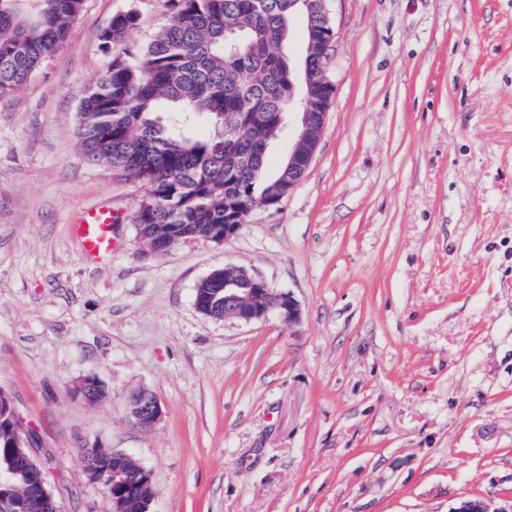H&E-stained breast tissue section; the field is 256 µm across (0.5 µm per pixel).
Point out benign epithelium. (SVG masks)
<instances>
[{
  "label": "benign epithelium",
  "mask_w": 512,
  "mask_h": 512,
  "mask_svg": "<svg viewBox=\"0 0 512 512\" xmlns=\"http://www.w3.org/2000/svg\"><path fill=\"white\" fill-rule=\"evenodd\" d=\"M303 9L320 14L324 18V29L319 35L305 42V53L300 61L306 63L317 59L320 76L311 77L310 68H305L304 78L297 84L288 82V110L297 116L294 136L288 142L287 165L288 191H293L304 177L314 158L326 122V108L333 95V84L326 73L325 52L337 36L327 8L328 0H296ZM278 315L291 324L301 316V309L288 292L276 290L262 278L243 266L224 267V315L250 323L263 321ZM130 417L140 427L152 426L160 417L161 410L155 396L150 392L134 390L128 397ZM10 424V446L13 457L8 467H0V487L19 480L24 483L31 497L38 500L45 512H59L56 502L47 487L45 472L33 455L32 433L27 430L13 407L0 409V422ZM112 458L127 463L125 467L112 469L105 477L103 464L85 458V471L92 483L102 485L112 502V512H126L128 501L138 499L143 503V512H152L153 484L151 473L127 453H114ZM450 512H512L509 508L490 510L481 499H464Z\"/></svg>",
  "instance_id": "1"
}]
</instances>
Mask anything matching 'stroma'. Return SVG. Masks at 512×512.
Returning <instances> with one entry per match:
<instances>
[{
  "mask_svg": "<svg viewBox=\"0 0 512 512\" xmlns=\"http://www.w3.org/2000/svg\"><path fill=\"white\" fill-rule=\"evenodd\" d=\"M334 95L279 209L223 245L143 256L144 193L86 161L80 92L171 20L168 0H84L64 46L0 99V389L62 512H112L84 450L137 457L153 512H450L512 503V0H329ZM111 206L119 248L71 234ZM238 265L301 308L216 321L195 305ZM96 378V402L74 393ZM159 420H131V390ZM113 222L112 209L100 205L86 210L76 224H72V235L87 261L97 262L112 257L118 246L113 237ZM128 407L131 419L140 427L152 426L161 414L155 396L144 389L134 390L130 393Z\"/></svg>",
  "mask_w": 512,
  "mask_h": 512,
  "instance_id": "35a3bbf8",
  "label": "stroma"
}]
</instances>
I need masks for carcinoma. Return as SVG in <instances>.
I'll use <instances>...</instances> for the list:
<instances>
[{"label":"carcinoma","mask_w":512,"mask_h":512,"mask_svg":"<svg viewBox=\"0 0 512 512\" xmlns=\"http://www.w3.org/2000/svg\"><path fill=\"white\" fill-rule=\"evenodd\" d=\"M18 0H0V97L23 87L66 42L84 0H36L26 13ZM171 23L131 52L126 43L139 14L112 18L100 36L112 60L104 76L80 95L76 136L85 157L125 170L145 187L133 222L177 247L224 232V199L246 216L259 201H276L288 173L266 171L260 137L268 117L288 111V54L292 40L288 0H170ZM244 30L240 53L224 50V31ZM259 112L262 124L240 136L238 113ZM209 133L199 137L197 125ZM202 304L224 301V283L202 281ZM18 482L0 490V512H22Z\"/></svg>","instance_id":"obj_1"}]
</instances>
